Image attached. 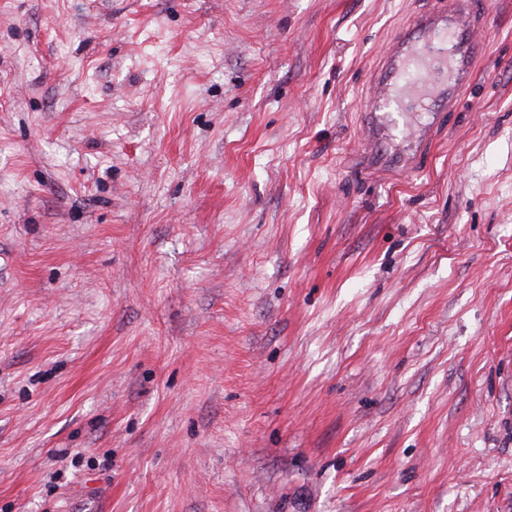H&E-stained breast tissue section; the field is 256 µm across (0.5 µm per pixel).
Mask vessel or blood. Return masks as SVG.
Returning <instances> with one entry per match:
<instances>
[{"label":"vessel or blood","instance_id":"vessel-or-blood-1","mask_svg":"<svg viewBox=\"0 0 512 512\" xmlns=\"http://www.w3.org/2000/svg\"><path fill=\"white\" fill-rule=\"evenodd\" d=\"M437 2V8L415 14L400 29L365 81L359 157L371 173L416 171L444 113L457 109L462 90L474 78L488 0ZM392 112L428 115L402 149L389 140L387 117Z\"/></svg>","mask_w":512,"mask_h":512}]
</instances>
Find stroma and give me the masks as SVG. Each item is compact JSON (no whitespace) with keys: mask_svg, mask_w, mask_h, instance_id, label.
<instances>
[{"mask_svg":"<svg viewBox=\"0 0 512 512\" xmlns=\"http://www.w3.org/2000/svg\"><path fill=\"white\" fill-rule=\"evenodd\" d=\"M427 3L0 0V512H512V0L351 165ZM439 7L415 14L400 29L365 80L359 157L374 174L417 170L443 113L454 112L474 78L482 51L478 33L488 0H434ZM441 48V50H438ZM389 112H427L428 121L396 149L388 139Z\"/></svg>","mask_w":512,"mask_h":512,"instance_id":"35a3bbf8","label":"stroma"}]
</instances>
